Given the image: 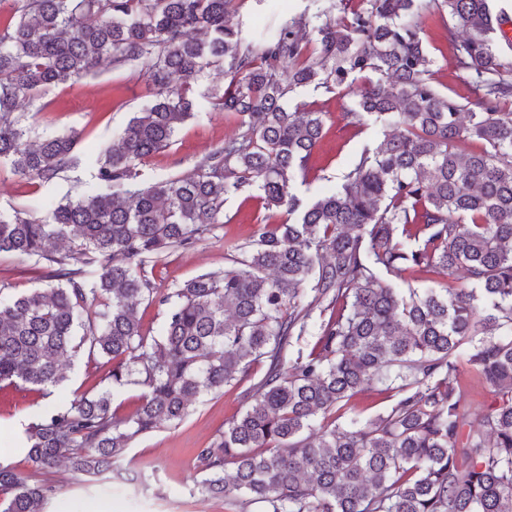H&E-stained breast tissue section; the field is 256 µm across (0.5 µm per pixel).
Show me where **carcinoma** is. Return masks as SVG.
Listing matches in <instances>:
<instances>
[{"label":"carcinoma","mask_w":512,"mask_h":512,"mask_svg":"<svg viewBox=\"0 0 512 512\" xmlns=\"http://www.w3.org/2000/svg\"><path fill=\"white\" fill-rule=\"evenodd\" d=\"M241 2L12 0L0 17V163L22 178L49 183L79 165L76 135L31 137L22 103L105 61L140 67L153 88L105 148L94 188L49 202L43 219L0 213V254L44 282L0 297V387L55 388L79 353L110 365L96 391L30 418L33 473L0 465V512H49L47 476L61 465L94 479L138 437L247 379L243 410L196 451L198 500L512 512V62L492 0H307L262 30L228 23ZM430 20L471 79L464 103L432 85ZM219 66L227 85L198 97L197 77ZM359 77L346 117L381 137L308 203L292 182L325 118L288 99L344 94ZM202 106L236 117L224 145L190 173L140 181ZM230 192L266 211L252 235L224 240V269L163 292L145 263L214 237ZM406 273L433 286L387 279ZM144 301L165 309L156 335L137 315ZM311 327V350L287 359ZM465 364L491 393L474 420ZM128 385L139 405L120 416L113 396ZM375 387L390 404L362 423L347 404Z\"/></svg>","instance_id":"cac0c4a2"}]
</instances>
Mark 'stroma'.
<instances>
[{"label":"stroma","instance_id":"stroma-1","mask_svg":"<svg viewBox=\"0 0 512 512\" xmlns=\"http://www.w3.org/2000/svg\"><path fill=\"white\" fill-rule=\"evenodd\" d=\"M425 42L438 55L433 68L434 86L458 100L470 98V78L457 69L451 51L445 48L441 29L430 27ZM146 92L141 76L128 69L112 68L108 63L76 84L50 90L44 97L45 109L27 113L26 121L46 134L75 133V152L81 165L74 178L45 185L19 178L8 165H1L0 211L32 208L44 199L58 202L75 196L78 189L94 186L95 160L100 149L111 143L115 131L126 126ZM291 101L305 103L308 110L326 115L324 135L312 167L306 178L294 183L295 193L310 201L342 177L364 145L378 139L380 128L370 120L359 127L347 124L343 114L354 104L351 94L305 88L298 90ZM235 124V118L226 113L199 110L178 129L169 148L143 163V179L161 181L190 172L206 153L223 144ZM261 213L258 200L241 194L226 195V222L219 226L215 238L188 250L165 252L153 270L157 285L171 292L199 274L223 269L225 239L246 241ZM68 375L64 385L47 395L0 389V463L21 473L29 472L30 465L21 448L29 416L49 406L71 403L93 391L98 383L97 375L82 359L74 363ZM241 408L239 388H225L222 395L200 399L180 424L165 425L140 437L112 473L89 480L66 469L57 470L51 479L60 490L51 512H88L91 505L101 502L111 503L112 512H225L223 501L201 502L190 495L195 476L193 461L196 449L207 445Z\"/></svg>","mask_w":512,"mask_h":512}]
</instances>
